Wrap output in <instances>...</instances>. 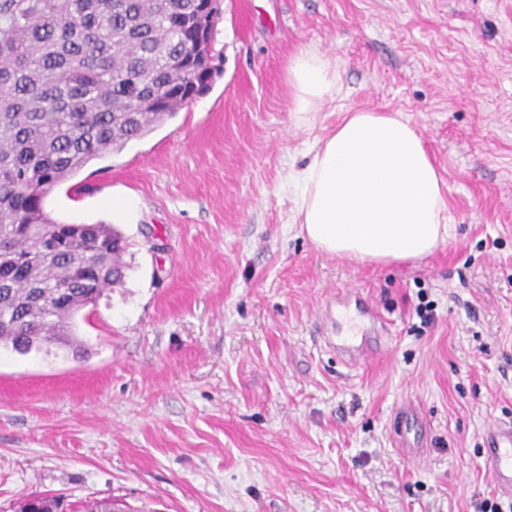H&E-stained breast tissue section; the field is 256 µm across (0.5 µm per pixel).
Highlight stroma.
<instances>
[{"instance_id": "1", "label": "stroma", "mask_w": 512, "mask_h": 512, "mask_svg": "<svg viewBox=\"0 0 512 512\" xmlns=\"http://www.w3.org/2000/svg\"><path fill=\"white\" fill-rule=\"evenodd\" d=\"M220 9L210 90L45 200L114 225L125 277L76 343L0 352V512L33 494L63 512L511 506L481 451L512 422V0ZM305 50L339 81L304 115L287 68ZM355 110L402 114L444 181L450 237L420 263L327 256L294 220L291 174ZM346 290L389 322L367 365L319 325Z\"/></svg>"}]
</instances>
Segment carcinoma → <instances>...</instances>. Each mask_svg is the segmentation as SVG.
Wrapping results in <instances>:
<instances>
[{"instance_id": "1", "label": "carcinoma", "mask_w": 512, "mask_h": 512, "mask_svg": "<svg viewBox=\"0 0 512 512\" xmlns=\"http://www.w3.org/2000/svg\"><path fill=\"white\" fill-rule=\"evenodd\" d=\"M215 23L199 0H0V349L76 339L75 318L123 281V236L48 252L67 233L44 200L90 161L152 130L209 89ZM74 295L63 299L59 287ZM53 497L21 512H58Z\"/></svg>"}]
</instances>
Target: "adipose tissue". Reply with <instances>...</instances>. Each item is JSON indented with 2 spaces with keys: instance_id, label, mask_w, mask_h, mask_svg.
I'll return each instance as SVG.
<instances>
[{
  "instance_id": "ef3b65f1",
  "label": "adipose tissue",
  "mask_w": 512,
  "mask_h": 512,
  "mask_svg": "<svg viewBox=\"0 0 512 512\" xmlns=\"http://www.w3.org/2000/svg\"><path fill=\"white\" fill-rule=\"evenodd\" d=\"M287 73L295 111H318L336 91V63L318 53L293 55ZM291 188L307 238L333 257L414 263L450 235L443 183L423 137L389 112L346 113L310 147Z\"/></svg>"
}]
</instances>
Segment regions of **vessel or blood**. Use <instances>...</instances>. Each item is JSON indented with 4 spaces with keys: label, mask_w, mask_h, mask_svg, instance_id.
I'll return each instance as SVG.
<instances>
[{
    "label": "vessel or blood",
    "mask_w": 512,
    "mask_h": 512,
    "mask_svg": "<svg viewBox=\"0 0 512 512\" xmlns=\"http://www.w3.org/2000/svg\"><path fill=\"white\" fill-rule=\"evenodd\" d=\"M382 318L374 308L362 306L359 316L347 310L344 298L336 300V348L351 364L371 360L373 352L364 339L380 334ZM485 471L500 493L512 497V425L501 424L486 433Z\"/></svg>",
    "instance_id": "1"
}]
</instances>
